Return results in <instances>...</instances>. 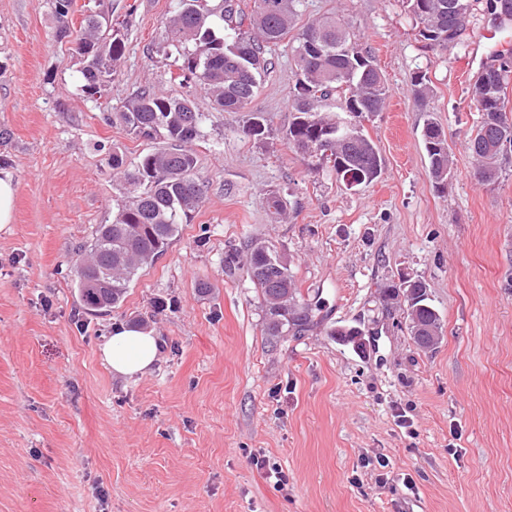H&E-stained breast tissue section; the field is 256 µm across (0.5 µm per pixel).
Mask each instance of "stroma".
<instances>
[{
	"label": "stroma",
	"mask_w": 512,
	"mask_h": 512,
	"mask_svg": "<svg viewBox=\"0 0 512 512\" xmlns=\"http://www.w3.org/2000/svg\"><path fill=\"white\" fill-rule=\"evenodd\" d=\"M176 8L112 0L127 51L93 102L51 0H0V171L16 186L0 231V512H512V167L483 184L466 149L480 114L464 62L490 15L475 11L459 43L432 51L403 0H302V20L333 10L360 34L388 87L364 122L382 173L350 191L283 137L287 44L247 112H220L155 49ZM417 72L431 85L419 103ZM143 87L205 113L192 144L204 201L120 307L85 314L71 258L125 193L111 152L131 166L155 147L109 119ZM251 112L266 138L242 134ZM431 117L453 158L441 192L422 137ZM270 189L286 217L268 210ZM253 238L287 257L300 301L321 298L316 329L266 334L246 269L224 271L228 246ZM405 277L428 285L434 349L381 299ZM135 318L162 355L118 379L99 347ZM341 326L363 329L365 349L333 336ZM254 454L283 469V491Z\"/></svg>",
	"instance_id": "1"
}]
</instances>
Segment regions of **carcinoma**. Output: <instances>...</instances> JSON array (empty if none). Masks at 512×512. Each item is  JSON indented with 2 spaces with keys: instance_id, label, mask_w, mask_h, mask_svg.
I'll return each mask as SVG.
<instances>
[{
  "instance_id": "1",
  "label": "carcinoma",
  "mask_w": 512,
  "mask_h": 512,
  "mask_svg": "<svg viewBox=\"0 0 512 512\" xmlns=\"http://www.w3.org/2000/svg\"><path fill=\"white\" fill-rule=\"evenodd\" d=\"M274 12L254 10L241 0H179L176 14L162 31L159 49L179 62L183 78H197L220 112H243L257 95L260 80L271 62L268 50L298 29L289 45L296 81L289 92L294 118L286 139L317 166L331 163L339 179L350 173L361 185L379 177L381 158L375 143L363 130L351 138L336 136V119L323 113V103L336 98L344 113L366 114L383 110L388 88L375 58L350 26L331 12L298 24L300 0H272ZM475 0H405L415 20L418 36L431 50H446L467 30ZM58 22L56 37L73 45L83 63L82 91L92 100L101 98L125 57L124 34L112 26V13L88 15L84 26L70 28L71 0H53ZM487 80L474 85L472 100L481 121L469 135L467 149L476 161V174L492 185L512 165V153L497 148L512 142V113L506 110L507 88L512 79V59L504 57L485 69ZM412 97L421 101L430 92L422 73L411 79ZM188 98L141 89L113 108L112 120L136 138L161 140L162 146L142 157L132 169L125 167L116 150L108 164L120 173L129 191L117 203L112 223L100 224L92 238L77 247L73 280L80 306L91 312L119 307L130 284L151 267L203 203V189L194 178L197 158L190 145L201 135L206 121L202 112H186ZM241 132L263 139L269 133L264 118L251 114ZM429 172L440 190L448 185L452 161L442 128L427 121L423 134ZM245 264L250 280L262 297L266 333L280 336L306 326L320 309L297 300V288L288 259L261 239L224 252V269L232 272ZM412 291L402 299V285L383 289L386 303L410 306L407 320L442 329L440 316L427 302V284L413 280Z\"/></svg>"
}]
</instances>
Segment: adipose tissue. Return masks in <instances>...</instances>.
<instances>
[{
  "label": "adipose tissue",
  "mask_w": 512,
  "mask_h": 512,
  "mask_svg": "<svg viewBox=\"0 0 512 512\" xmlns=\"http://www.w3.org/2000/svg\"><path fill=\"white\" fill-rule=\"evenodd\" d=\"M101 358L114 377L146 374L160 354V342L150 333L115 327L100 347Z\"/></svg>",
  "instance_id": "ef3b65f1"
}]
</instances>
